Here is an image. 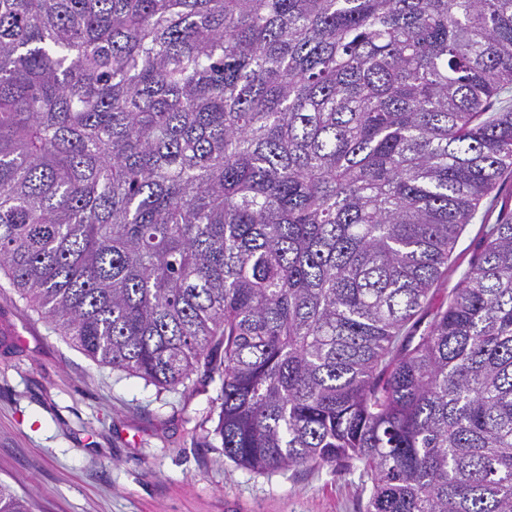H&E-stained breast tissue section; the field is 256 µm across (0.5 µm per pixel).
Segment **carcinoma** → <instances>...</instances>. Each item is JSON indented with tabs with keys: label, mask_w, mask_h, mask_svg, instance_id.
I'll return each mask as SVG.
<instances>
[{
	"label": "carcinoma",
	"mask_w": 512,
	"mask_h": 512,
	"mask_svg": "<svg viewBox=\"0 0 512 512\" xmlns=\"http://www.w3.org/2000/svg\"><path fill=\"white\" fill-rule=\"evenodd\" d=\"M511 88L512 0H0V275L97 362L203 373L242 468L512 512V220L431 295Z\"/></svg>",
	"instance_id": "obj_1"
}]
</instances>
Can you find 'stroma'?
Masks as SVG:
<instances>
[{"label":"stroma","mask_w":512,"mask_h":512,"mask_svg":"<svg viewBox=\"0 0 512 512\" xmlns=\"http://www.w3.org/2000/svg\"><path fill=\"white\" fill-rule=\"evenodd\" d=\"M506 215L510 172L459 235L435 302ZM215 395L212 385L159 389L94 361L0 278V482L36 512H364L371 483L358 474L236 466L211 433Z\"/></svg>","instance_id":"35a3bbf8"}]
</instances>
